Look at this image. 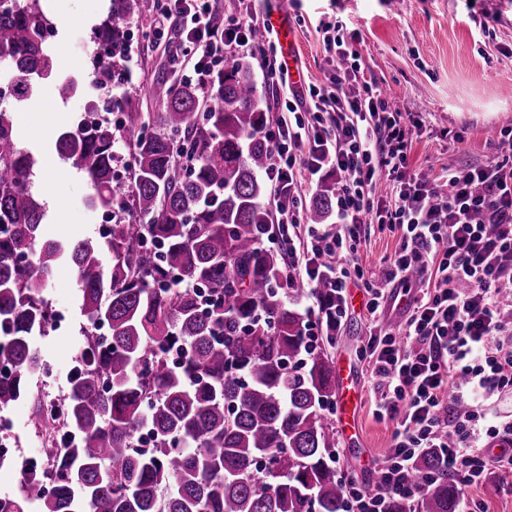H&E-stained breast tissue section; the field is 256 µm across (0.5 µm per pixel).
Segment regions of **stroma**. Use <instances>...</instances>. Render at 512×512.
I'll list each match as a JSON object with an SVG mask.
<instances>
[{"mask_svg":"<svg viewBox=\"0 0 512 512\" xmlns=\"http://www.w3.org/2000/svg\"><path fill=\"white\" fill-rule=\"evenodd\" d=\"M48 5L56 24L54 73L76 77L80 90L62 101L45 80L27 100L8 98L0 106L9 109L16 140L34 154L38 168L56 171L59 187L45 202L43 223L47 238L70 245L98 236V212L88 204L86 179L60 158L55 142L95 98L90 86L93 27L106 15L109 0H48ZM264 7L270 13L287 12L296 42L295 67L304 84L324 85L331 79L325 41L340 35L358 54L369 84L401 112L421 113L424 125L413 133L410 169L484 163L497 150L501 131H512V0H265ZM128 31V78L116 92L142 111H157L148 89L157 79L173 76L168 39L155 35L150 15L131 14ZM399 247V234L371 225L358 261L365 271L380 272ZM350 292L354 311L329 352L350 368L359 401L355 430L337 437L336 467L371 489L393 425L376 417L367 367L357 357L367 342L361 313L365 290L357 285ZM43 296L65 316L60 328L35 339L44 367L39 394L54 402L67 392V374L84 341L77 271L69 260L56 264ZM32 405L27 397L11 404L12 422L0 429V444L12 458L0 467V496L15 491L23 459L44 456L43 439L30 426Z\"/></svg>","mask_w":512,"mask_h":512,"instance_id":"stroma-1","label":"stroma"}]
</instances>
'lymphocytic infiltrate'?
<instances>
[{
  "instance_id": "1",
  "label": "lymphocytic infiltrate",
  "mask_w": 512,
  "mask_h": 512,
  "mask_svg": "<svg viewBox=\"0 0 512 512\" xmlns=\"http://www.w3.org/2000/svg\"><path fill=\"white\" fill-rule=\"evenodd\" d=\"M174 25V56L194 60L177 83L205 86L229 55H249L255 32L267 21L254 0H237L220 16L212 0H170L161 17ZM328 49L338 67L330 84L309 86L301 104L285 64L262 61L264 75L281 86L289 121L264 127L272 147L266 179L273 190L277 231L272 243L293 246L291 232L306 233L304 274L327 286L330 304L306 333L337 330L351 310V285L365 288L368 341L359 352L369 367L375 414L393 423L390 448L376 488L344 480L347 512H385L388 495L417 498L404 474L428 448L440 449L450 476L464 489L512 475V451L488 447L512 442V418L490 416V401L512 390V156L484 164L409 170L412 132L420 115L393 109L380 91L362 84L356 53L343 38ZM336 179L333 223L307 224L301 187L320 174ZM390 200L375 197L379 176ZM399 232L401 244L381 276L366 278L356 254L368 218ZM422 287L407 307L400 333L384 328L382 314L395 288Z\"/></svg>"
}]
</instances>
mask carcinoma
I'll return each mask as SVG.
<instances>
[{
	"mask_svg": "<svg viewBox=\"0 0 512 512\" xmlns=\"http://www.w3.org/2000/svg\"><path fill=\"white\" fill-rule=\"evenodd\" d=\"M157 3L110 0L93 30L110 47V60H96L95 84L125 71L128 14ZM44 17L41 0L0 8V57L15 61L17 101L53 75L52 51L40 43ZM149 95L165 111L112 96L125 128L139 132L126 186L114 178L109 124L58 137L57 153L90 186V205L125 214L109 235L71 246L45 238L37 160L0 109V408L22 398L40 370L33 337L48 327L42 292L64 257L78 270L86 322L63 404L32 409L49 468L21 473L20 494L0 497V512L31 504L39 512H344L336 427L324 413L335 388L333 338L310 342L298 308L305 285L287 250L264 246L269 109L250 64L227 60L204 97L164 78ZM181 155L193 166L181 167ZM335 201L336 184L323 183L308 221L324 223ZM59 426L77 439L58 444ZM142 430L148 449L138 447ZM405 480L421 487L416 512H454L461 486L438 449L422 453Z\"/></svg>",
	"mask_w": 512,
	"mask_h": 512,
	"instance_id": "cac0c4a2",
	"label": "carcinoma"
}]
</instances>
